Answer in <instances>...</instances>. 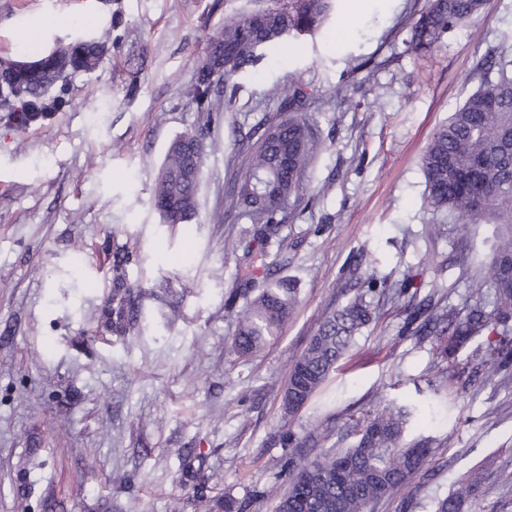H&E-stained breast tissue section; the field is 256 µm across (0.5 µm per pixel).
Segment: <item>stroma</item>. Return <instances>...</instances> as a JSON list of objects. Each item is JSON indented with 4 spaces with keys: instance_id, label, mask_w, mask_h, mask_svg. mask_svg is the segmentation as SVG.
Listing matches in <instances>:
<instances>
[{
    "instance_id": "1",
    "label": "stroma",
    "mask_w": 512,
    "mask_h": 512,
    "mask_svg": "<svg viewBox=\"0 0 512 512\" xmlns=\"http://www.w3.org/2000/svg\"><path fill=\"white\" fill-rule=\"evenodd\" d=\"M427 4L339 0L323 31L264 49L234 77L209 124L186 92L224 0H0V60L111 33L95 70L53 87L63 103L43 124L0 119V512L21 493L30 512H224L229 500L273 512L268 490L287 479L283 432L326 428L346 448L388 400L419 409L405 437L432 450L374 512H433L474 472L463 512H512V370L489 375L474 355L483 338L441 360L406 333L405 302L378 298L312 404L292 416L281 404L292 360L366 279L406 280L415 300L459 309L468 278L485 270L493 224L463 231L428 206L421 158L479 88V62L512 58V0H486L429 60L410 45ZM53 15L65 26L43 25ZM291 84L318 100L309 118L321 149L281 224L288 248L270 244L268 260L298 302L274 340L240 357L226 346L250 224L213 217L244 171L236 137L274 115ZM190 130L202 133L197 209L171 228L151 194L170 142ZM118 249L132 257L130 283L174 287L177 319L147 299L129 334L105 331Z\"/></svg>"
}]
</instances>
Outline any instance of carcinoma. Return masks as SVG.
I'll return each instance as SVG.
<instances>
[{
  "label": "carcinoma",
  "instance_id": "obj_1",
  "mask_svg": "<svg viewBox=\"0 0 512 512\" xmlns=\"http://www.w3.org/2000/svg\"><path fill=\"white\" fill-rule=\"evenodd\" d=\"M337 0H239L224 16V28L209 39L208 57L224 70L210 79L198 74L187 93L197 111H220L221 87L255 66L262 49L318 31ZM485 0H429L425 12L411 26V43L424 55L457 24L479 14ZM110 33L81 41L43 56L36 73L0 75V112L20 118L27 128L48 118L61 99L48 89L61 78L66 60L71 71L96 67L107 48ZM483 84L448 122L438 127L422 158L426 202L437 211L465 219L492 208L500 220L485 273L469 280L460 312L432 306L431 315L417 325L414 335L432 339L436 354L447 359L478 336L488 341L492 367L512 365V60L484 59ZM312 100L300 85L281 94L277 116L241 137L246 170L224 192V215L245 216L252 224L245 257L266 266V248L279 236L286 218L285 204L299 196L305 169L318 153L319 140L308 117ZM201 133L187 131L170 144L153 189V205L161 223L185 224L196 210L202 156L195 144ZM129 256L113 253L112 298L104 326L116 335L136 325L146 290L127 283ZM373 288H360L346 303L321 321L306 349L294 360L283 391L282 406L298 413L322 388L336 364L352 349L356 337L373 319ZM298 301L296 285L268 274L261 290L238 311V327L226 351L244 356L276 336ZM414 417L404 405L385 403L363 420L356 444L337 448L329 444L327 429H310L301 438L292 431L282 436L289 449L288 483L274 490L275 512H370L379 501L404 491L421 471L430 453V440L403 442ZM475 474L460 480L458 490L434 502V512H462L465 497L478 484Z\"/></svg>",
  "mask_w": 512,
  "mask_h": 512
}]
</instances>
